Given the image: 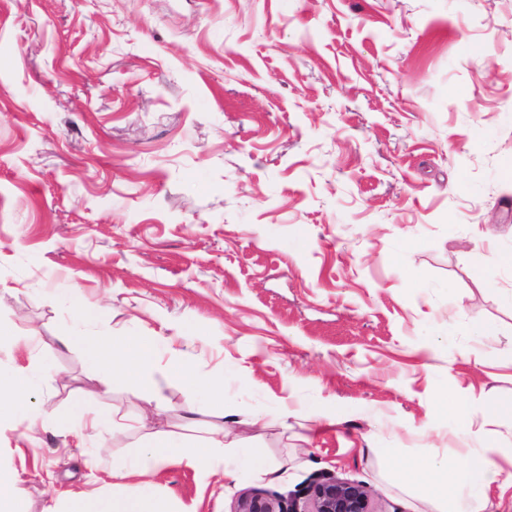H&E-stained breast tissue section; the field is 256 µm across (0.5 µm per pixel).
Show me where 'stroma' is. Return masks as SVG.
I'll return each instance as SVG.
<instances>
[{
  "label": "stroma",
  "instance_id": "obj_1",
  "mask_svg": "<svg viewBox=\"0 0 512 512\" xmlns=\"http://www.w3.org/2000/svg\"><path fill=\"white\" fill-rule=\"evenodd\" d=\"M494 252L512 253V0H0V371L32 375L0 467L28 512L137 492L112 460L148 407L267 462L170 464L171 512L322 476L421 512L394 462L512 448ZM72 291L107 316L80 322ZM87 332L154 337L140 396L60 342ZM175 356L223 376L220 405L186 408ZM76 400L123 427L49 426Z\"/></svg>",
  "mask_w": 512,
  "mask_h": 512
}]
</instances>
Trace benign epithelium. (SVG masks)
Masks as SVG:
<instances>
[{
    "mask_svg": "<svg viewBox=\"0 0 512 512\" xmlns=\"http://www.w3.org/2000/svg\"><path fill=\"white\" fill-rule=\"evenodd\" d=\"M237 512H374L367 488L359 483L334 476L312 482L303 500H281L245 497Z\"/></svg>",
    "mask_w": 512,
    "mask_h": 512,
    "instance_id": "1",
    "label": "benign epithelium"
}]
</instances>
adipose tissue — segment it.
<instances>
[{
    "label": "adipose tissue",
    "instance_id": "ef3b65f1",
    "mask_svg": "<svg viewBox=\"0 0 512 512\" xmlns=\"http://www.w3.org/2000/svg\"><path fill=\"white\" fill-rule=\"evenodd\" d=\"M85 363L103 378L141 392L156 366L148 342L139 338L84 336L80 344ZM30 375L19 368L0 373V426L10 423L25 405ZM225 433L203 441L169 433H148L135 456L112 464V475L141 477L137 493L125 496L80 493L71 497L65 512H166L162 499L153 492L152 478L173 462L210 470L224 460ZM493 448H470L458 462L434 456L410 461L400 470L404 484L419 487L425 500L451 503L455 512H488L490 492L512 490V476H504Z\"/></svg>",
    "mask_w": 512,
    "mask_h": 512
}]
</instances>
